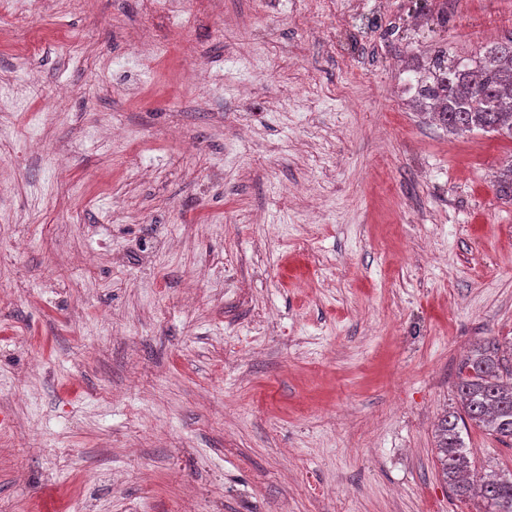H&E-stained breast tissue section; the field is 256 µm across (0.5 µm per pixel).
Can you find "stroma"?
<instances>
[{
  "label": "stroma",
  "mask_w": 512,
  "mask_h": 512,
  "mask_svg": "<svg viewBox=\"0 0 512 512\" xmlns=\"http://www.w3.org/2000/svg\"><path fill=\"white\" fill-rule=\"evenodd\" d=\"M510 38L512 0H0V512H486L436 429L512 360V140L412 84Z\"/></svg>",
  "instance_id": "obj_1"
}]
</instances>
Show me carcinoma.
I'll return each instance as SVG.
<instances>
[{
	"label": "carcinoma",
	"mask_w": 512,
	"mask_h": 512,
	"mask_svg": "<svg viewBox=\"0 0 512 512\" xmlns=\"http://www.w3.org/2000/svg\"><path fill=\"white\" fill-rule=\"evenodd\" d=\"M509 97L512 43L467 62L437 51L416 78L415 102L453 135L480 129L512 139ZM456 390L463 412L447 413L437 428L442 477L455 496H477L487 512H512V474L471 479V450L462 436L472 425L512 442V370L503 369L496 344L471 350L459 369Z\"/></svg>",
	"instance_id": "carcinoma-1"
}]
</instances>
